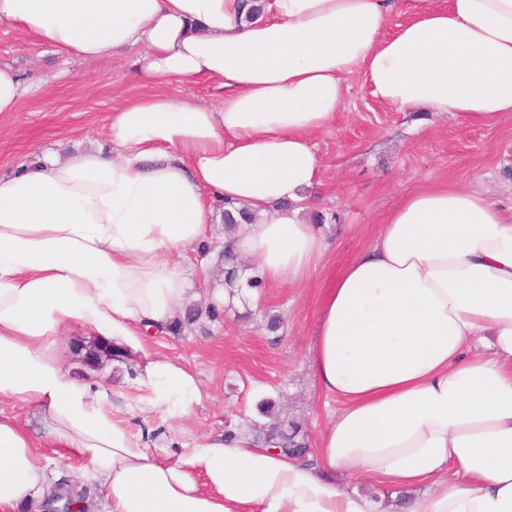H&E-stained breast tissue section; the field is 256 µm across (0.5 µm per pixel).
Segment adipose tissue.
<instances>
[{"label": "adipose tissue", "instance_id": "adipose-tissue-1", "mask_svg": "<svg viewBox=\"0 0 512 512\" xmlns=\"http://www.w3.org/2000/svg\"><path fill=\"white\" fill-rule=\"evenodd\" d=\"M0 20L82 61L142 47L155 88L111 115L114 155L44 152L0 173V404L43 408L33 433L0 407V512L42 499L50 448L84 461L103 512H512V205L482 193L407 195L324 288L307 362L336 408L306 457L246 431L162 457L58 347L88 328L135 361L146 406L186 413L196 375L147 338L189 305L177 257L216 204L249 211L232 246L255 275L304 281L326 252L301 216L322 168L311 135L347 77L404 112L494 124L512 114V0H0ZM195 77L220 105L167 93Z\"/></svg>", "mask_w": 512, "mask_h": 512}]
</instances>
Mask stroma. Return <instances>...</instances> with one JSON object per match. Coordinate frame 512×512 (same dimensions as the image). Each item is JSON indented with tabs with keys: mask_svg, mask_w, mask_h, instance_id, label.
I'll return each mask as SVG.
<instances>
[{
	"mask_svg": "<svg viewBox=\"0 0 512 512\" xmlns=\"http://www.w3.org/2000/svg\"><path fill=\"white\" fill-rule=\"evenodd\" d=\"M142 54L132 48L103 61H75L0 21V63L38 87L16 111L0 116V172L46 149L62 156L110 152L111 113L149 91L137 76ZM312 142L323 169L307 198L314 210L336 216L321 227L329 244L322 264L302 284L259 289L257 302L221 310L214 320L201 316L182 335L152 340L160 354L198 378L201 393L192 410L173 416L162 408L141 409L134 363H112L95 377L132 431L147 432L152 451L175 454L201 435L259 429L277 419L299 424L308 440H316L327 400L307 356L328 281L368 246L386 213L416 189L451 182L512 203L511 114L482 126L444 113L401 112L374 97L356 74L346 82L334 123ZM270 315L281 318L278 332L265 327ZM265 398L275 403L268 415L257 410Z\"/></svg>",
	"mask_w": 512,
	"mask_h": 512,
	"instance_id": "35a3bbf8",
	"label": "stroma"
}]
</instances>
